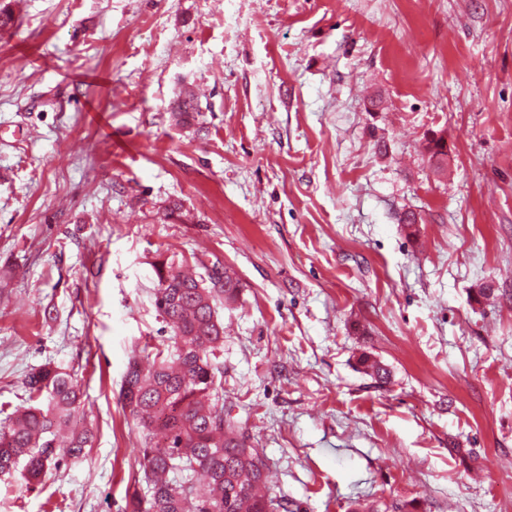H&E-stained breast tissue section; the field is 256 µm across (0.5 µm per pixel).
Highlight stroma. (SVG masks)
<instances>
[{
	"label": "stroma",
	"instance_id": "stroma-1",
	"mask_svg": "<svg viewBox=\"0 0 512 512\" xmlns=\"http://www.w3.org/2000/svg\"><path fill=\"white\" fill-rule=\"evenodd\" d=\"M16 15L0 33V400L40 365L76 369L95 441L33 491L0 480V512H125L141 435L121 380L169 337L154 265L196 255L238 282L224 410L289 512H512V0ZM184 90L202 127L174 124ZM172 202L181 218L162 220ZM364 351L388 383L359 370Z\"/></svg>",
	"mask_w": 512,
	"mask_h": 512
}]
</instances>
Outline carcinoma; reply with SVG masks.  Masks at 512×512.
Here are the masks:
<instances>
[{"label":"carcinoma","mask_w":512,"mask_h":512,"mask_svg":"<svg viewBox=\"0 0 512 512\" xmlns=\"http://www.w3.org/2000/svg\"><path fill=\"white\" fill-rule=\"evenodd\" d=\"M18 29L8 0H0V30ZM176 123L194 125L201 110L185 91L169 103ZM429 158L442 162L443 138H424ZM207 277L186 261L156 269L154 306L170 329V344H144L148 361L133 359L122 387L123 406L143 433L138 468L129 476L130 512H279L282 499L267 484L268 464L233 421L224 417L218 377L224 346L219 309L237 284L218 264ZM363 372L381 384L389 371L370 354ZM21 403L0 404V476L22 475L28 489L68 463L86 458L91 430L79 424L77 374L46 363L28 372Z\"/></svg>","instance_id":"1"}]
</instances>
